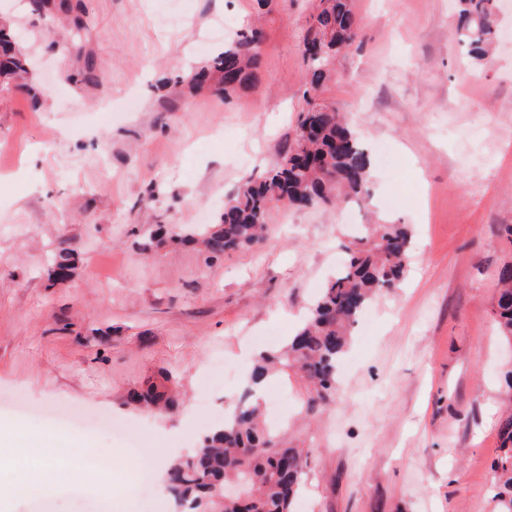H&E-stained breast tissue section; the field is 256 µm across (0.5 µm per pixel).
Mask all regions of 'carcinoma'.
<instances>
[{
    "label": "carcinoma",
    "instance_id": "carcinoma-1",
    "mask_svg": "<svg viewBox=\"0 0 512 512\" xmlns=\"http://www.w3.org/2000/svg\"><path fill=\"white\" fill-rule=\"evenodd\" d=\"M462 25L459 41L470 54L484 59L496 38L493 0H459ZM38 15L61 11L75 27L82 26L79 6L67 0H31ZM360 30L352 0H319L310 15L304 42L325 49L326 57L309 63V90L330 79L332 59L353 43ZM261 29L241 35L212 63L201 67L189 88L217 83L216 91L230 96L247 83L260 65ZM27 55L14 31H0V78L9 90L16 81L31 82ZM76 81L97 86L102 69L88 57ZM371 158L358 132L341 113L315 96H306L296 128L282 143L277 163L260 181H247L227 202L217 224H204L188 236L198 240L213 258L253 246L264 238L266 216L276 204L331 208L349 196L369 195ZM413 247L405 224H376L371 232L345 245L346 262L309 307L306 319L280 349L256 357L247 383L224 424L205 436L191 456L169 464V491L181 512H291L293 501L310 470L311 448L290 445L262 420L254 386L280 373H293L307 388L306 411L316 415L336 404L337 370L351 342V328L363 309L381 293L399 287ZM72 250L60 249L53 273L73 269ZM500 292L494 319L512 343V263L498 275ZM166 384H150L133 400L150 405L168 402ZM499 454L491 464L494 512H512V410L499 420ZM243 487L244 497L224 494V486Z\"/></svg>",
    "mask_w": 512,
    "mask_h": 512
}]
</instances>
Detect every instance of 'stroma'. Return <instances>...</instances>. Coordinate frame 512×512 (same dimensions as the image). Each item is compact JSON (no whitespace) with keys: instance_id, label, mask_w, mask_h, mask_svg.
Returning a JSON list of instances; mask_svg holds the SVG:
<instances>
[{"instance_id":"stroma-1","label":"stroma","mask_w":512,"mask_h":512,"mask_svg":"<svg viewBox=\"0 0 512 512\" xmlns=\"http://www.w3.org/2000/svg\"><path fill=\"white\" fill-rule=\"evenodd\" d=\"M78 2L79 30L0 0L40 96L0 101V445L19 423L42 447L111 454L114 471L103 487L64 467L23 493L24 469L1 472L0 512H179L159 482L137 483L125 434L37 409L105 412L137 427L164 468L163 449L198 447L254 354L292 333L343 243L385 223L411 227V262L353 328L337 405L306 425L298 385L265 388L267 414L312 448L296 512H493L497 421L512 399V344L493 316L498 268L512 260V0H497L496 46L481 61L457 37V0H353L359 36L319 95L374 154L369 197L272 208L264 242L221 259L182 230L216 223L277 162L304 106L300 34L318 0ZM176 10L186 21L171 37L159 16ZM255 25L254 78L227 99L181 95L176 76ZM87 55L104 71L90 91L70 79ZM63 247L76 268L55 282ZM225 360L233 373L215 371ZM163 374L179 383L170 410L132 401Z\"/></svg>"}]
</instances>
